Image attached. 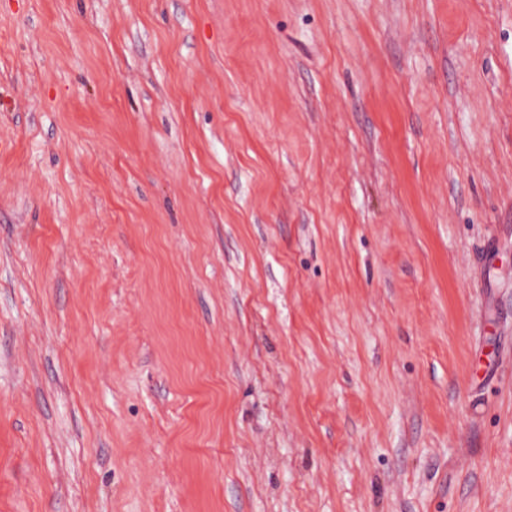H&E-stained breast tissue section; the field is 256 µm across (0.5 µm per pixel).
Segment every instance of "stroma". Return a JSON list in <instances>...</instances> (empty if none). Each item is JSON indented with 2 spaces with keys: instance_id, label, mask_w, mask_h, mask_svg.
<instances>
[{
  "instance_id": "1",
  "label": "stroma",
  "mask_w": 512,
  "mask_h": 512,
  "mask_svg": "<svg viewBox=\"0 0 512 512\" xmlns=\"http://www.w3.org/2000/svg\"><path fill=\"white\" fill-rule=\"evenodd\" d=\"M0 512H512V0H0Z\"/></svg>"
}]
</instances>
